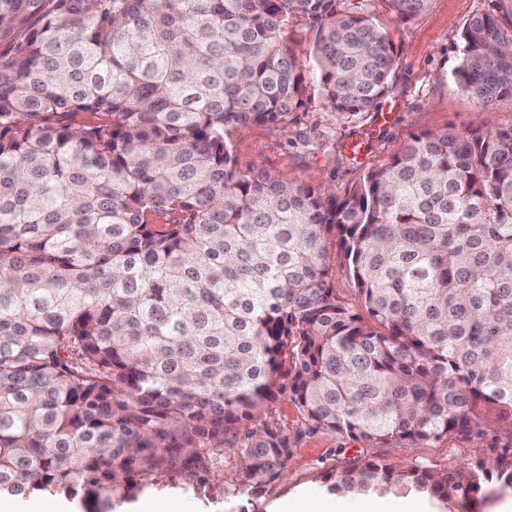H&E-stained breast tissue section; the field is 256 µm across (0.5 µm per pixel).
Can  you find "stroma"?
Instances as JSON below:
<instances>
[{"instance_id":"1","label":"stroma","mask_w":512,"mask_h":512,"mask_svg":"<svg viewBox=\"0 0 512 512\" xmlns=\"http://www.w3.org/2000/svg\"><path fill=\"white\" fill-rule=\"evenodd\" d=\"M364 8L384 26L399 54L388 96L376 111L349 117L313 104L286 133L264 124L237 127L231 145L239 168L281 172L298 184L328 187L341 196L368 169L388 163L412 136L512 127V98L485 106L450 79L461 31L475 16L492 11V0H433L429 11L405 22L389 13L384 0H365ZM356 140L363 147L353 155L347 146ZM271 411L285 427L291 448L283 475L245 484L238 456L228 452L222 460L204 463L208 485L201 493L184 492L179 470L162 475L163 498L179 499L188 512H320L328 501L339 503L342 512H372L384 502L414 503L421 512H439L437 502L422 495L388 491L346 496L327 487L342 469L367 459L398 469L420 464L444 470L467 466L477 453L474 443L448 437L371 448L361 440L309 429L288 400H278Z\"/></svg>"}]
</instances>
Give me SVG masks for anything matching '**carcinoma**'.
I'll return each mask as SVG.
<instances>
[{
    "mask_svg": "<svg viewBox=\"0 0 512 512\" xmlns=\"http://www.w3.org/2000/svg\"><path fill=\"white\" fill-rule=\"evenodd\" d=\"M401 21L432 0H386ZM452 81L512 97V0ZM308 25L305 56L288 30ZM397 54L353 0H0V495L114 512L234 452L282 474L311 429L392 447L512 419V128L415 135L344 196L237 168L229 135L317 102L377 108ZM370 317L336 302L328 234ZM512 494V444L468 469L380 461L332 493Z\"/></svg>",
    "mask_w": 512,
    "mask_h": 512,
    "instance_id": "carcinoma-1",
    "label": "carcinoma"
}]
</instances>
